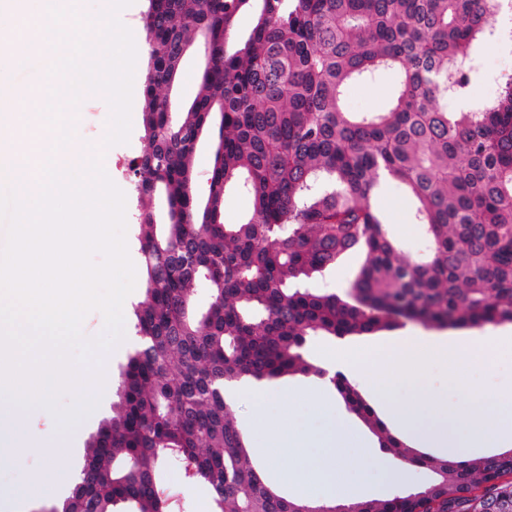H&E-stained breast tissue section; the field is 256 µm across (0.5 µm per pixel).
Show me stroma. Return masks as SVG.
Masks as SVG:
<instances>
[{
  "label": "stroma",
  "mask_w": 512,
  "mask_h": 512,
  "mask_svg": "<svg viewBox=\"0 0 512 512\" xmlns=\"http://www.w3.org/2000/svg\"><path fill=\"white\" fill-rule=\"evenodd\" d=\"M483 64L471 76L470 91L478 94L486 92L497 94L498 73L512 68V46L505 43H488L482 50ZM53 57L40 50L27 51L22 59L7 64L5 72L15 87L26 93L45 96L49 80L46 72ZM146 65L144 59H137L131 109V133L127 143L109 148L104 156V167L110 179L126 197V239L129 255L133 263H140L139 244L135 228L136 214L141 208H148L156 214H164L165 202L162 196L144 201L138 200L128 171L129 160L140 155L145 147L141 112L143 104V86ZM399 82L395 71H386L368 82H356L347 86L344 93L345 106L352 112H371L382 109L392 98ZM24 97L18 98L16 106L20 112L21 124L35 134L46 137L50 131L42 125V118L28 109ZM109 107L104 98L97 94L85 95L75 114L76 137L69 145V153L77 160H84L87 148L99 144L105 133L109 117ZM376 204L394 236L400 239L409 257H417L425 252V240L418 225L412 221V207L401 190L388 183L381 187ZM365 260L362 252L352 251L343 255L323 276L314 278L312 287L327 293L344 294ZM141 296L133 291L125 300L123 316L125 318V340L116 347L95 351L86 362L77 367L85 379H93L99 371H106L109 377H116L127 352L132 349L137 338L133 330L131 316L133 306ZM466 336L474 342L494 336L498 339V357L494 367L488 368L478 361H467L462 370L472 387L479 394H487L512 387V323L486 325L482 327L426 328L415 323L379 330L370 334L351 336L345 339L314 336L308 339L307 348L311 359L319 365H333V352L350 350H371L392 344L402 339H410L416 346L434 340H445L457 336ZM308 388L326 391L327 402L322 411H315L305 400L297 398L296 389ZM234 408L240 426L246 432H253L258 417H266L277 422L285 411H293L299 425L324 428L326 423L348 421L360 424L361 419L349 411L342 398L333 390H327L321 378L313 375L290 374L271 381H244L233 389ZM117 400L115 389H108L99 395L98 404L80 419L75 436L69 447L54 450L55 440L65 429L57 416L45 406H38L26 414L20 424V430L29 439L22 448L9 446L11 436L9 426L0 427V484L10 486L23 485L28 477L46 466H54L64 471L68 477H75L84 461L91 436L101 421L111 416L112 405Z\"/></svg>",
  "instance_id": "35a3bbf8"
}]
</instances>
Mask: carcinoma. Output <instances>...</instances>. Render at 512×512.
Masks as SVG:
<instances>
[{
    "label": "carcinoma",
    "mask_w": 512,
    "mask_h": 512,
    "mask_svg": "<svg viewBox=\"0 0 512 512\" xmlns=\"http://www.w3.org/2000/svg\"><path fill=\"white\" fill-rule=\"evenodd\" d=\"M244 8L255 16L235 38ZM503 0H150L142 124L130 164L136 191L165 196L168 221L136 224L142 299L138 343L117 378L119 401L92 436L80 476L53 512H176L161 473L181 468L211 493L212 512H512V448L458 463L389 434L358 391L330 377L383 452L432 479L413 492L340 506L310 503L266 483L249 454L225 385L284 374L319 377L309 336L512 322V77L496 96L448 111L497 37ZM208 62L183 112L167 86L185 49ZM399 74L377 112L345 110L343 90ZM218 148L208 194L193 191L198 134ZM401 186L427 241L405 259L373 204L381 182ZM253 199L240 224L221 221L224 197ZM361 250L347 298L305 282ZM209 301L196 307V292Z\"/></svg>",
    "instance_id": "carcinoma-1"
}]
</instances>
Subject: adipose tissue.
<instances>
[{"mask_svg": "<svg viewBox=\"0 0 512 512\" xmlns=\"http://www.w3.org/2000/svg\"><path fill=\"white\" fill-rule=\"evenodd\" d=\"M262 446L274 459L286 454L301 456L309 448L321 449L319 464L300 474L290 470L280 473L281 478L297 484L303 498L315 500L327 495L348 502L364 488L363 480L349 478L344 469L346 459L369 456L362 435L353 427L334 424L320 431H304L297 428L294 417L288 416L276 425L266 427ZM64 480L63 473L57 470H40L21 490L0 491V512H22L25 503L40 493L57 488Z\"/></svg>", "mask_w": 512, "mask_h": 512, "instance_id": "ef3b65f1", "label": "adipose tissue"}]
</instances>
